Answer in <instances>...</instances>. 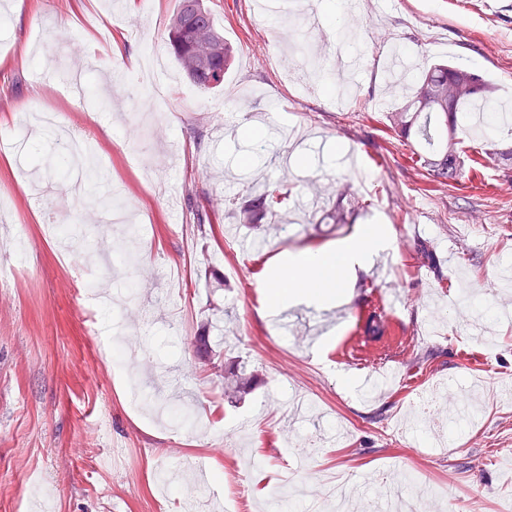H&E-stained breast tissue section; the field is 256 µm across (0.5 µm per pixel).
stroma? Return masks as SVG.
Instances as JSON below:
<instances>
[{
	"label": "stroma",
	"mask_w": 512,
	"mask_h": 512,
	"mask_svg": "<svg viewBox=\"0 0 512 512\" xmlns=\"http://www.w3.org/2000/svg\"><path fill=\"white\" fill-rule=\"evenodd\" d=\"M258 2L205 0L235 61L204 92L167 50L177 0H139L134 14L124 0H0V512H182L184 493L200 491L183 457L222 466L208 489L238 495L241 512H271L292 486L308 491L294 512H331L320 491L330 476L350 512H376L374 484L397 471L448 512L512 501V401L497 393L512 382V320L489 321L485 366L459 359L476 318L468 293L512 304V177L491 165L429 191L410 141L387 126L404 92L385 73L397 48L422 69L445 61L481 75L491 104L512 101V0H365L356 21L336 0H306L319 32L263 19ZM80 69L86 94L43 83ZM41 112L86 135L99 176L86 194L54 165L52 134L36 135ZM280 179L292 189L281 223H243L242 185ZM334 211L345 223H331ZM51 223L74 230L69 246ZM364 224L392 229L393 262L358 272L341 332L308 354L304 306L288 333L258 314L268 260ZM245 235L266 243L242 254ZM393 290L406 297L393 310L406 351L338 360ZM219 318L221 364L251 381L238 397L194 346ZM111 339L122 366L101 360ZM450 378L480 406L431 448L414 430L413 387ZM331 425L343 440L322 439Z\"/></svg>",
	"instance_id": "1"
}]
</instances>
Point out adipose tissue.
I'll return each mask as SVG.
<instances>
[{
	"label": "adipose tissue",
	"mask_w": 512,
	"mask_h": 512,
	"mask_svg": "<svg viewBox=\"0 0 512 512\" xmlns=\"http://www.w3.org/2000/svg\"><path fill=\"white\" fill-rule=\"evenodd\" d=\"M391 241L386 225L365 224L335 247L277 253L261 286V315L271 320L295 305L330 308L348 302L358 271L366 269Z\"/></svg>",
	"instance_id": "adipose-tissue-1"
}]
</instances>
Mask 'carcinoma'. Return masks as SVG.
Instances as JSON below:
<instances>
[{
	"mask_svg": "<svg viewBox=\"0 0 512 512\" xmlns=\"http://www.w3.org/2000/svg\"><path fill=\"white\" fill-rule=\"evenodd\" d=\"M170 52L179 69L198 88L209 91L224 84V71L234 60V49L224 32L214 24L202 0H179L168 22ZM460 66L434 64L417 79L402 105L388 113L391 128L413 138L422 149L423 167L438 184L458 182L464 163L458 149L457 112L465 103L483 97L489 87L478 75L470 85L458 82ZM284 184L275 182L249 193L243 205L253 220L276 212L284 199ZM250 388L249 381L234 372L224 373V389L239 393Z\"/></svg>",
	"mask_w": 512,
	"mask_h": 512,
	"instance_id": "cac0c4a2",
	"label": "carcinoma"
}]
</instances>
